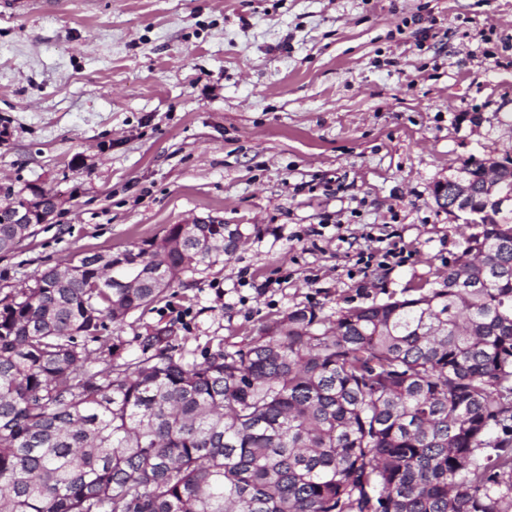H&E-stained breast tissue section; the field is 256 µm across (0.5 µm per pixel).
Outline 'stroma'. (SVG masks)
<instances>
[{
	"instance_id": "obj_1",
	"label": "stroma",
	"mask_w": 512,
	"mask_h": 512,
	"mask_svg": "<svg viewBox=\"0 0 512 512\" xmlns=\"http://www.w3.org/2000/svg\"><path fill=\"white\" fill-rule=\"evenodd\" d=\"M512 156V0H24L0 7V204L56 194L0 298L212 215L223 263L108 333L203 362L296 306L438 287L475 225L436 182ZM404 260L386 258L392 244ZM376 265L361 272L359 254Z\"/></svg>"
}]
</instances>
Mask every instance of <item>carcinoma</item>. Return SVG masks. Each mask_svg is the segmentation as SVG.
<instances>
[{
  "label": "carcinoma",
  "instance_id": "cac0c4a2",
  "mask_svg": "<svg viewBox=\"0 0 512 512\" xmlns=\"http://www.w3.org/2000/svg\"><path fill=\"white\" fill-rule=\"evenodd\" d=\"M488 164L462 167L474 208ZM30 234L0 223V253ZM232 235L172 224L0 299V512H512V208L438 288L329 323L297 306L199 364L164 330L123 358L107 323Z\"/></svg>",
  "mask_w": 512,
  "mask_h": 512
}]
</instances>
